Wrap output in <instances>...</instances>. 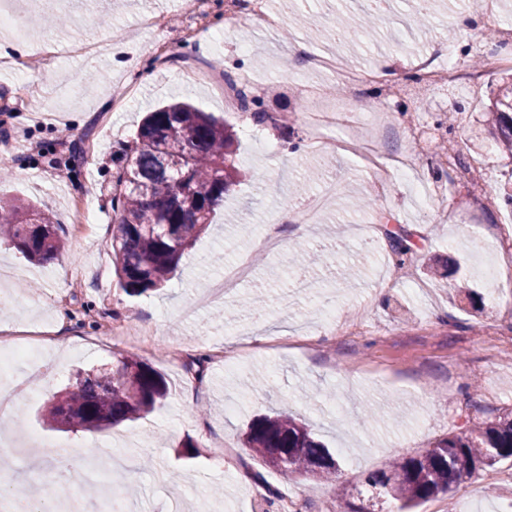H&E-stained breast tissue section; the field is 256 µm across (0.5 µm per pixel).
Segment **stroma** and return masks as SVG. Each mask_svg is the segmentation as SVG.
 I'll list each match as a JSON object with an SVG mask.
<instances>
[{
	"label": "stroma",
	"mask_w": 512,
	"mask_h": 512,
	"mask_svg": "<svg viewBox=\"0 0 512 512\" xmlns=\"http://www.w3.org/2000/svg\"><path fill=\"white\" fill-rule=\"evenodd\" d=\"M368 0H268L281 18L278 30L258 21L245 24L249 49L239 52L235 31L215 13L209 30L173 42L171 58L154 55V33L138 30L145 13L163 16L169 30L183 26L185 0H92V20L57 30L62 51L32 62L24 72L6 68L17 58L13 35L0 30V147L9 171L0 176V197L34 201L52 214L64 242L58 260L28 262L13 245L0 241V268L11 277L0 284V327L27 331L64 327V350L37 363H19L4 389L11 406L21 386L33 397L13 405L12 438L31 433L59 443L58 453L37 459L0 450L11 472L12 490L30 491L51 480L64 460L82 455L84 432L49 429L42 407L55 393L75 384L80 374L106 372L117 357L141 361L161 372L170 393L146 417L100 432L93 451L120 448L125 464L113 472L124 500L138 512H169L180 501L183 512H224L241 502L247 512H284V497L298 512H326L346 503L369 512H392L390 498L367 483L393 458L411 455L459 432L466 422L493 419L512 411V293L493 291L475 255L484 250L500 281L512 280V216L504 200L512 194V157L503 154L486 128V110L498 78L488 75L473 89L451 85L423 91L418 98L392 101L395 111L414 109L429 141L428 154L413 157L409 179L377 191L341 123L328 124L335 142L324 154L310 145L306 114L315 103L343 97L357 103L372 96L352 90L331 72L308 74L315 99H308L295 78L296 47L355 66H384L396 81L413 70L420 54L436 41L447 42L463 59L500 51V26H512V0H491L479 11L474 0H437L425 21L406 15V0H389L374 39H359L348 52L337 50V12L354 13ZM465 16L466 29L449 26ZM110 25L100 26L96 17ZM88 43L95 51L71 52ZM249 72L269 115L260 140L248 139L240 115L224 107V73ZM90 72L104 80L94 93L83 81ZM35 87L20 109H12L17 81ZM174 98L190 99L200 110L233 124L240 176L215 215L213 226L183 254L160 291L127 295L114 273L111 232L112 156L134 136L147 112ZM73 151L63 171L51 164L58 145ZM457 149L477 160L472 183L442 166L439 154ZM321 176L302 194L295 185L312 164ZM482 193H474L473 185ZM327 205L318 223L293 222L297 208L315 196ZM78 197L93 204V237L72 233L70 203ZM291 207H282L284 198ZM266 224L275 247L254 246L244 231ZM413 246L402 259L394 237ZM308 241L314 251L332 253L331 265L316 266L321 291L306 296L292 283L291 251ZM246 269L232 292L193 315L185 308L224 273L223 260ZM360 261L356 283L338 281L336 262ZM283 272L269 283V267ZM261 293L262 315L239 310L241 300ZM335 305V327L311 325L324 302ZM148 323L154 328L150 350L137 343L106 338L117 324ZM239 360L226 370L211 360L217 345ZM207 358L204 376L188 377L174 359L181 348ZM285 411L306 422L329 448L342 449L336 480L300 477L287 482L246 448L244 433L257 416ZM261 473L263 482L253 479ZM277 488L280 500L267 503L261 484ZM469 512H499L512 503V461L504 460L428 501L416 512H447L459 500Z\"/></svg>",
	"instance_id": "35a3bbf8"
}]
</instances>
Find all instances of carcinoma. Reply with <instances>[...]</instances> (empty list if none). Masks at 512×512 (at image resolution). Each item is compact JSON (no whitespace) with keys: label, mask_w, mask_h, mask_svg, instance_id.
<instances>
[{"label":"carcinoma","mask_w":512,"mask_h":512,"mask_svg":"<svg viewBox=\"0 0 512 512\" xmlns=\"http://www.w3.org/2000/svg\"><path fill=\"white\" fill-rule=\"evenodd\" d=\"M371 7L336 15L335 39L345 43L354 32L369 33ZM240 110L258 122L264 113L252 110L261 99L252 89H236ZM491 134L501 151L512 157V81L499 88ZM235 134L224 119L201 112L187 101L166 104L148 113L134 141L122 154V168L112 195L115 224L112 253L120 287L140 296L163 286L184 251L206 232L214 213L224 206L238 171ZM11 241L25 257L50 262L63 249L55 225L33 203L17 206L0 201V239ZM295 268H310V250L298 244ZM162 374L145 363L122 358L104 374H88L64 395L44 407V419L57 429L90 431L142 418L167 397ZM245 443L255 456L280 474L313 479L338 475L339 459L315 439L306 424L287 413L257 418ZM512 458V419L469 423L414 456L398 457L369 482L399 503L397 512H413L422 503L446 494L479 470Z\"/></svg>","instance_id":"cac0c4a2"}]
</instances>
